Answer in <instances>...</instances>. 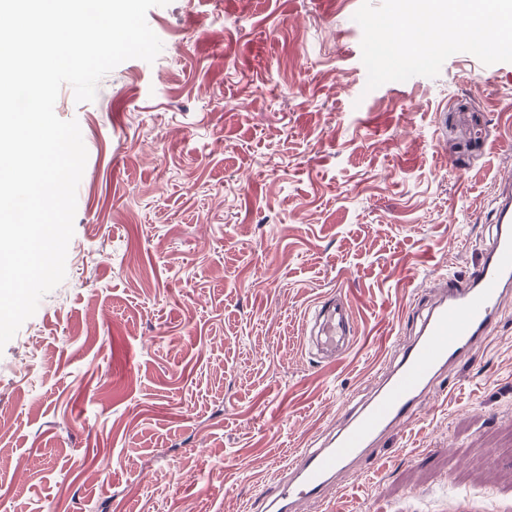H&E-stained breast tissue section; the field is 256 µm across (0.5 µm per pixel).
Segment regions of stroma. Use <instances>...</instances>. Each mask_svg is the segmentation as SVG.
<instances>
[{
    "mask_svg": "<svg viewBox=\"0 0 512 512\" xmlns=\"http://www.w3.org/2000/svg\"><path fill=\"white\" fill-rule=\"evenodd\" d=\"M361 0H169L154 63L56 115L88 158L64 281L0 351V512H260L464 276L512 169V63L452 55L367 90ZM342 292L355 340L317 355ZM42 362L31 368V341ZM445 393L317 512H497L512 497V294ZM107 478H99L102 464ZM311 316L310 323L314 329L313 334L317 342L333 358L336 352H344L349 344L345 343L346 336H353V318L344 302L335 295H330L309 310L307 318Z\"/></svg>",
    "mask_w": 512,
    "mask_h": 512,
    "instance_id": "obj_1",
    "label": "stroma"
}]
</instances>
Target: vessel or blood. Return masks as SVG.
<instances>
[{"mask_svg":"<svg viewBox=\"0 0 512 512\" xmlns=\"http://www.w3.org/2000/svg\"><path fill=\"white\" fill-rule=\"evenodd\" d=\"M495 233L484 258L461 281L444 278L416 336L404 344L396 363L381 376L373 395L345 402L337 430L323 443L304 448L288 462L287 477L275 494L264 497L263 512H308L325 499L342 472L352 469L367 449L419 413L422 398L437 395L449 367L488 342L503 298L512 293V181L504 183L494 210ZM318 343L344 352L353 318L337 296L324 298L310 312Z\"/></svg>","mask_w":512,"mask_h":512,"instance_id":"b4317fda","label":"vessel or blood"}]
</instances>
